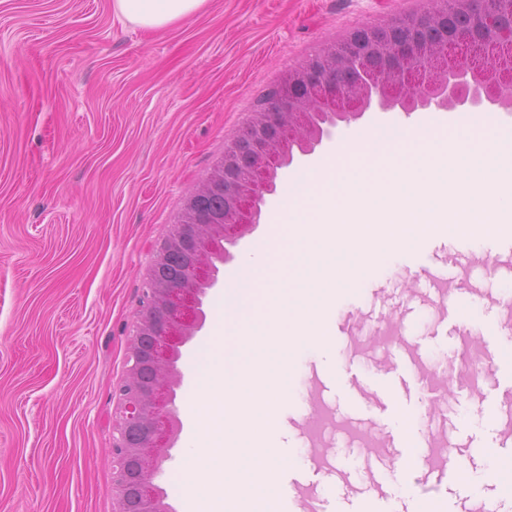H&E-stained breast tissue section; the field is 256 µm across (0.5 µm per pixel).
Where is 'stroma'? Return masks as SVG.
<instances>
[{
	"mask_svg": "<svg viewBox=\"0 0 512 512\" xmlns=\"http://www.w3.org/2000/svg\"><path fill=\"white\" fill-rule=\"evenodd\" d=\"M113 0H0V512H114L117 400L156 246L210 174L258 98L292 68L357 27L423 0H208L158 31L119 19ZM465 225L434 236L417 272L397 266L378 298L337 311L352 323L328 336L318 365L328 424L305 463L327 512H355L354 493L378 479L383 512L418 494L401 461L381 469L368 442L437 439L423 470H446V512H512L483 486L488 462L512 476V380L463 362L443 283L477 299L484 319L512 324L498 292L512 279V245L488 239L472 258ZM213 315L183 365L180 441L159 478L183 499L184 442L218 433L221 400L192 409L190 393L219 372ZM455 370L446 394L411 367ZM478 454L466 469L453 461ZM494 449L493 459L480 456Z\"/></svg>",
	"mask_w": 512,
	"mask_h": 512,
	"instance_id": "35a3bbf8",
	"label": "stroma"
}]
</instances>
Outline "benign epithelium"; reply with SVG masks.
<instances>
[{"mask_svg": "<svg viewBox=\"0 0 512 512\" xmlns=\"http://www.w3.org/2000/svg\"><path fill=\"white\" fill-rule=\"evenodd\" d=\"M502 2L508 5L505 14L488 10L486 0H453L468 16L466 26L450 29L448 17L440 15L408 19L411 34L396 45L372 34L342 49L329 43L289 73L300 94L289 95L270 112L255 113L250 153L225 156L201 185L224 189V216L175 225L153 253L126 375L114 389L115 512H126L130 496L138 512H173L154 478L170 458L179 430L175 387L182 374L177 363L182 348L203 327L202 296L217 284L218 264L233 259L224 243L236 244L256 223L263 194L277 169L288 163L291 148L311 154L337 122L396 106L407 113L431 105L475 111L488 100L512 110V0ZM425 24L439 31L438 44L427 52L418 35ZM172 252L183 255V268L168 279L155 277Z\"/></svg>", "mask_w": 512, "mask_h": 512, "instance_id": "1", "label": "benign epithelium"}]
</instances>
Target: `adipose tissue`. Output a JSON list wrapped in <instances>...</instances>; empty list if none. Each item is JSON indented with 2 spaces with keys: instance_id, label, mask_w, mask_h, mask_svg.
I'll return each instance as SVG.
<instances>
[{
  "instance_id": "1",
  "label": "adipose tissue",
  "mask_w": 512,
  "mask_h": 512,
  "mask_svg": "<svg viewBox=\"0 0 512 512\" xmlns=\"http://www.w3.org/2000/svg\"><path fill=\"white\" fill-rule=\"evenodd\" d=\"M206 0H113V10L131 24L145 30H159L193 17Z\"/></svg>"
}]
</instances>
